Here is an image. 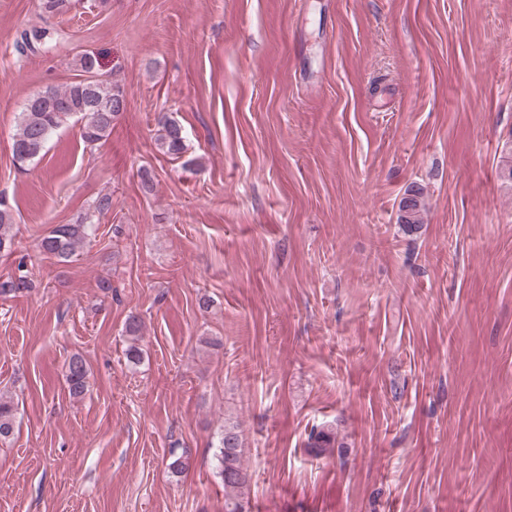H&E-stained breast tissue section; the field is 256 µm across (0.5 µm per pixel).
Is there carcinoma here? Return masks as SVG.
Segmentation results:
<instances>
[{
	"label": "carcinoma",
	"mask_w": 512,
	"mask_h": 512,
	"mask_svg": "<svg viewBox=\"0 0 512 512\" xmlns=\"http://www.w3.org/2000/svg\"><path fill=\"white\" fill-rule=\"evenodd\" d=\"M40 8L48 17L62 15L71 8V0H40ZM126 102L121 85L112 80H75L61 88H49L40 96L27 99L21 112L17 132L13 138L12 154L19 164L34 163L43 156V151L60 125L71 117L84 119L81 139L93 148L105 140L112 131V123L123 112L120 103ZM161 135L159 149L170 156H178L185 149L183 128L166 116L159 118ZM422 191L416 189L403 199L399 222L407 233L418 231L422 225L421 213L424 204ZM11 210L0 201V252L9 251L13 245ZM93 230L90 217L86 216L73 224H57L36 244L38 255L43 259L68 261L83 246ZM31 287L28 272L0 281V295L20 293ZM88 369L80 357L70 359L66 370V381L71 393L80 396L86 389ZM15 424L14 406L0 397V441L13 434ZM336 435L331 429L314 427L308 435V447L320 455L335 447ZM218 463L224 482L225 512H241L239 497L247 487L249 474L243 464L242 439L236 425L224 426L219 440Z\"/></svg>",
	"instance_id": "cac0c4a2"
}]
</instances>
